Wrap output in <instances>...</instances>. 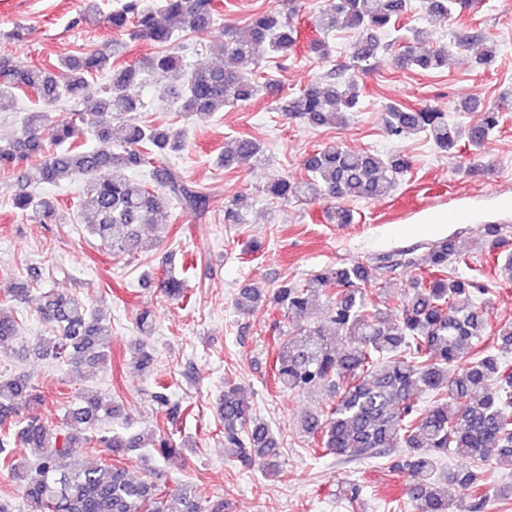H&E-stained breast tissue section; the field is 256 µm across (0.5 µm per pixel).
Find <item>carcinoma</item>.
<instances>
[{"label":"carcinoma","mask_w":512,"mask_h":512,"mask_svg":"<svg viewBox=\"0 0 512 512\" xmlns=\"http://www.w3.org/2000/svg\"><path fill=\"white\" fill-rule=\"evenodd\" d=\"M467 6L468 0H421L425 26L414 29V36L430 38L438 19ZM410 9V0H332L315 18L317 36L309 48L327 59L329 36L353 32L347 69L363 72L379 61L380 35L396 28ZM215 12V0H160L155 8L142 0H124L105 22L114 32L168 46L179 33L209 25ZM224 38L231 66L218 68H190L170 50L117 65L116 51L102 48L69 56L53 69L20 66L0 55V99L22 94L40 103L27 113L18 135L0 144V168L14 169L39 159L43 183L86 178L78 209L89 233L114 257L137 254L165 232L152 215L171 200L202 215L208 194L168 164L169 157L186 149L184 133L139 119V97L113 89L152 79L164 86L178 116L208 119L226 106L251 101L266 88L268 83L260 85L254 76L264 62L288 57L299 31L288 17L264 11L253 14L243 30L225 27ZM393 63L440 69L448 64V48L397 56ZM102 75L108 82L93 89L94 78ZM93 94L97 100L90 111L74 110L68 116L57 112L60 105ZM361 97L356 74L342 78L332 72L301 89L283 111L312 127L344 125ZM499 112L501 106H489L477 122L463 129L429 106L389 105L383 122L389 137L401 140L426 132L439 152L453 157L463 138L481 149L499 124ZM262 155L258 141L241 138L224 149L222 161L229 167ZM408 168V159L400 154L355 151L330 143L308 157L306 177L276 175L266 194L284 202L326 197L381 200ZM13 208L42 224L64 223L55 205L24 189L14 195ZM500 243L499 225H484L482 248L491 253ZM383 260L382 268L389 271L419 270L395 307L393 321L368 297L369 273L360 261L271 290L269 304L285 320L303 322L280 343L274 383L299 394L327 392L336 397L335 403L308 412L300 421L301 433L329 454L364 461L407 449L392 468L407 475L403 495L415 512H451L457 495L470 499L469 512H487L491 496L477 467L495 463L512 468V366L480 346L487 330L488 289L449 270L454 263L466 262L452 238L430 244L423 265L411 250ZM39 283V276L31 275L14 283L10 293L21 303L39 290L38 312L55 334L23 344L18 319L0 307V355L19 360L34 356L88 369L102 366L111 323L74 296L40 289ZM158 286L171 300L187 298L186 281L172 273L159 279ZM261 298L258 289L243 288L235 306L250 314ZM420 393L428 395L424 407L418 403ZM150 397L166 416L178 415L164 384L156 383ZM43 399V387L27 375H0V468L16 484L25 512H223L222 504L203 506L194 484L168 490L129 477L122 466L86 462L79 452L91 442L113 453L149 445L166 459L185 447L173 433L157 430L147 440L138 434L99 433L101 423L120 412L112 395L102 392L83 393L70 401L65 409L69 431L52 432L25 415L28 405ZM216 415L230 454L246 466L260 467L267 476L278 475L276 441L267 424L254 416L241 387H224ZM450 455L456 463L448 466L445 460Z\"/></svg>","instance_id":"carcinoma-1"}]
</instances>
